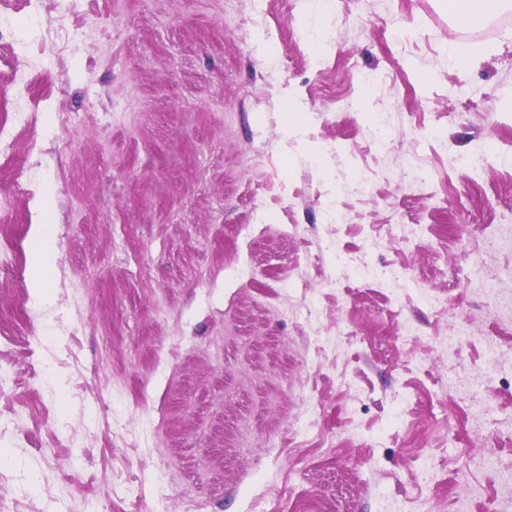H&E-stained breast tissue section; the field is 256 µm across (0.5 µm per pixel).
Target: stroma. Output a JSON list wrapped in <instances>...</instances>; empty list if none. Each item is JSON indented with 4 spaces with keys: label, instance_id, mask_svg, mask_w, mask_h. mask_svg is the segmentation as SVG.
Masks as SVG:
<instances>
[{
    "label": "stroma",
    "instance_id": "35a3bbf8",
    "mask_svg": "<svg viewBox=\"0 0 512 512\" xmlns=\"http://www.w3.org/2000/svg\"><path fill=\"white\" fill-rule=\"evenodd\" d=\"M11 2L0 80L29 121L0 197L31 194L0 208L8 512H512V29L452 66L448 0ZM33 249L30 256L33 274L28 287L35 297H42L50 282V274L55 267L53 224H37L32 229Z\"/></svg>",
    "mask_w": 512,
    "mask_h": 512
}]
</instances>
